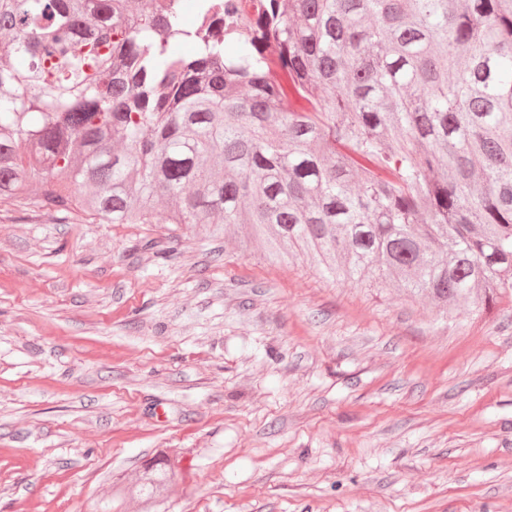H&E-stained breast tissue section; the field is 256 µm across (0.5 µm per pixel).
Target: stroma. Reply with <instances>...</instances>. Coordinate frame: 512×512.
Returning a JSON list of instances; mask_svg holds the SVG:
<instances>
[{"label": "stroma", "instance_id": "1", "mask_svg": "<svg viewBox=\"0 0 512 512\" xmlns=\"http://www.w3.org/2000/svg\"><path fill=\"white\" fill-rule=\"evenodd\" d=\"M0 512H512V298L0 202ZM169 470L171 463L168 458L162 453L158 454L145 464L139 481L125 488V494L136 495L147 501L155 498L164 491Z\"/></svg>", "mask_w": 512, "mask_h": 512}]
</instances>
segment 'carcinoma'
Returning <instances> with one entry per match:
<instances>
[{
  "label": "carcinoma",
  "mask_w": 512,
  "mask_h": 512,
  "mask_svg": "<svg viewBox=\"0 0 512 512\" xmlns=\"http://www.w3.org/2000/svg\"><path fill=\"white\" fill-rule=\"evenodd\" d=\"M235 13L0 0V201L242 224L272 262L446 311L512 296V0H260L217 24Z\"/></svg>",
  "instance_id": "obj_1"
}]
</instances>
